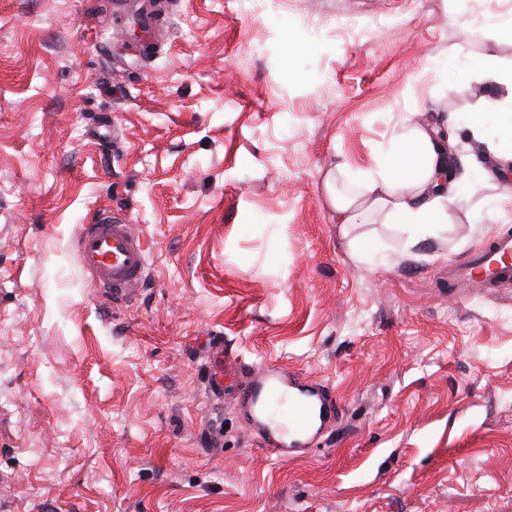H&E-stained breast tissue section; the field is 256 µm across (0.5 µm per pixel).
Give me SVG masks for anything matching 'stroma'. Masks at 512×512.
<instances>
[{
  "label": "stroma",
  "mask_w": 512,
  "mask_h": 512,
  "mask_svg": "<svg viewBox=\"0 0 512 512\" xmlns=\"http://www.w3.org/2000/svg\"><path fill=\"white\" fill-rule=\"evenodd\" d=\"M488 54L512 0H0V512H512V279L449 271L512 237ZM425 112L471 168L447 227L332 223L325 172ZM104 211L146 234L131 306L73 254ZM219 342L328 384L335 427L267 455Z\"/></svg>",
  "instance_id": "obj_1"
}]
</instances>
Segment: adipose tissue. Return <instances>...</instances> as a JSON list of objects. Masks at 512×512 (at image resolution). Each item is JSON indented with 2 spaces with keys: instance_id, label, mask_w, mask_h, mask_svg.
Instances as JSON below:
<instances>
[{
  "instance_id": "adipose-tissue-1",
  "label": "adipose tissue",
  "mask_w": 512,
  "mask_h": 512,
  "mask_svg": "<svg viewBox=\"0 0 512 512\" xmlns=\"http://www.w3.org/2000/svg\"><path fill=\"white\" fill-rule=\"evenodd\" d=\"M479 76L503 87L502 95L487 99L472 124L474 136H482L488 115H512V68L499 67L493 57L476 64ZM458 175L448 172V133L434 115L402 126L384 152V160L365 184L354 191L337 185L334 171L323 178L326 203L334 223L362 224L381 214L387 223L404 225L409 245L437 235L448 222V210L456 199Z\"/></svg>"
}]
</instances>
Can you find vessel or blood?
<instances>
[{
	"instance_id": "vessel-or-blood-1",
	"label": "vessel or blood",
	"mask_w": 512,
	"mask_h": 512,
	"mask_svg": "<svg viewBox=\"0 0 512 512\" xmlns=\"http://www.w3.org/2000/svg\"><path fill=\"white\" fill-rule=\"evenodd\" d=\"M144 234L135 224L106 217L80 225L74 251L83 271L114 304L136 300L146 280L148 256ZM488 255H473L457 268L462 284L470 285L487 273ZM248 377L234 392V406L247 415L250 428L268 455L303 453L331 428L338 404L328 386L275 367L248 369Z\"/></svg>"
}]
</instances>
